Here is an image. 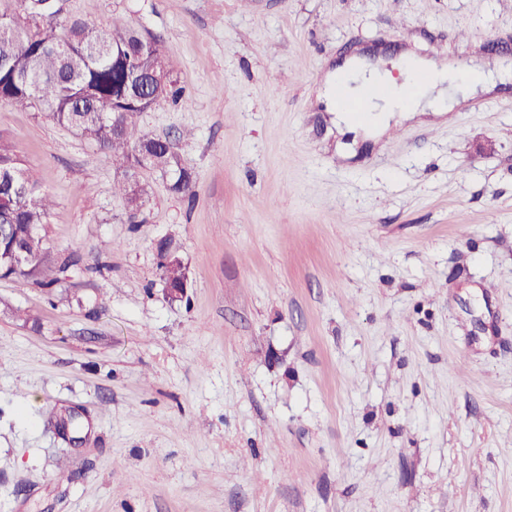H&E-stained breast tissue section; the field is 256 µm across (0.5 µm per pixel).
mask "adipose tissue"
<instances>
[{
    "label": "adipose tissue",
    "mask_w": 512,
    "mask_h": 512,
    "mask_svg": "<svg viewBox=\"0 0 512 512\" xmlns=\"http://www.w3.org/2000/svg\"><path fill=\"white\" fill-rule=\"evenodd\" d=\"M395 69L404 74V81H396L392 70L383 69L369 56L349 58L327 75L318 98L331 104L340 124L347 122L348 112L334 104V96L365 98L372 124L381 133L389 129L392 119L410 121L427 112L440 115L473 93L492 92L500 77L512 73V64L502 63L494 74L477 61L461 69L408 52L396 61Z\"/></svg>",
    "instance_id": "adipose-tissue-1"
}]
</instances>
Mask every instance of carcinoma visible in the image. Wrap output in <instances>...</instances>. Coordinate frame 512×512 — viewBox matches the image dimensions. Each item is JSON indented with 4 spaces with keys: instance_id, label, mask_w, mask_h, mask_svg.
Returning <instances> with one entry per match:
<instances>
[{
    "instance_id": "cac0c4a2",
    "label": "carcinoma",
    "mask_w": 512,
    "mask_h": 512,
    "mask_svg": "<svg viewBox=\"0 0 512 512\" xmlns=\"http://www.w3.org/2000/svg\"><path fill=\"white\" fill-rule=\"evenodd\" d=\"M0 10V104L40 106L55 122L74 130L123 170L113 193L139 207L146 187L130 169L158 171L169 190L183 194L193 182L167 139L141 130L137 117L159 99L176 96L173 67L160 39L133 26L101 29L90 20L63 16L57 0H11ZM159 66L165 81L152 99L133 97L130 68ZM52 206L20 158L0 144V278H34L44 287L60 282L46 263L41 234Z\"/></svg>"
}]
</instances>
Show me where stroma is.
<instances>
[{
	"label": "stroma",
	"mask_w": 512,
	"mask_h": 512,
	"mask_svg": "<svg viewBox=\"0 0 512 512\" xmlns=\"http://www.w3.org/2000/svg\"><path fill=\"white\" fill-rule=\"evenodd\" d=\"M162 40L190 193L0 105L59 285L0 278V512H512V83L381 135L358 49L512 60V0H65ZM189 274L168 300L157 247ZM74 258L65 266V258Z\"/></svg>",
	"instance_id": "stroma-1"
}]
</instances>
